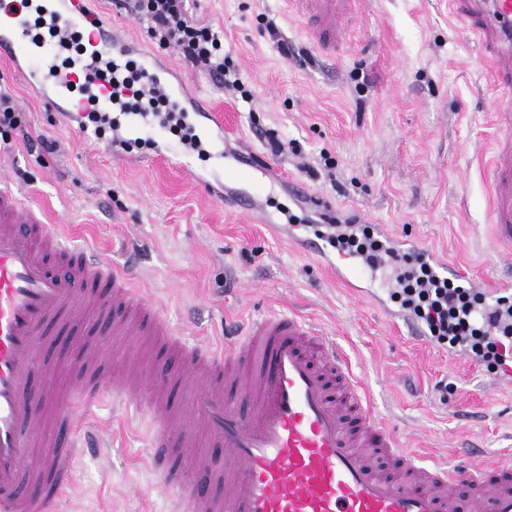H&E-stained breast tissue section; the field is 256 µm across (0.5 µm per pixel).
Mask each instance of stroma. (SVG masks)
<instances>
[{
	"instance_id": "1",
	"label": "stroma",
	"mask_w": 512,
	"mask_h": 512,
	"mask_svg": "<svg viewBox=\"0 0 512 512\" xmlns=\"http://www.w3.org/2000/svg\"><path fill=\"white\" fill-rule=\"evenodd\" d=\"M89 11L132 42L171 58L224 116V146L272 163L277 182L250 214H231L192 176L138 147L123 157L105 138L85 137L33 96L0 59V91L25 130L0 141V172L35 207L64 225L73 244L106 253L155 300L175 335L224 346L250 318L295 310L332 336L402 447L440 460L478 446L480 462L512 459V393L494 373L435 343L397 331L383 308L354 297L323 264L263 222L290 205L296 182L327 200L340 219L384 224L389 234L436 251L468 277L495 282L506 257L488 250V170L499 97L483 42L448 13V0H336L325 39L304 6L283 0H188L201 23L224 36L244 85L214 82L203 66L151 39L145 22L112 0ZM56 141L46 152L41 139ZM286 148L272 154L269 139ZM99 433L53 512H170L148 462L145 410L111 397L72 408ZM139 496H132V488Z\"/></svg>"
}]
</instances>
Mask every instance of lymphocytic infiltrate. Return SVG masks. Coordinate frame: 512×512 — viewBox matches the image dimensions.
Here are the masks:
<instances>
[{"instance_id": "lymphocytic-infiltrate-1", "label": "lymphocytic infiltrate", "mask_w": 512, "mask_h": 512, "mask_svg": "<svg viewBox=\"0 0 512 512\" xmlns=\"http://www.w3.org/2000/svg\"><path fill=\"white\" fill-rule=\"evenodd\" d=\"M116 8L148 21V32L159 46H175L183 58L204 65L217 83L230 85L233 60L224 51V42L212 27L194 21L185 0H114ZM112 89V98L130 112L150 111L162 116L169 130L182 142L193 141L191 129L174 116L171 100L144 89L143 75L129 65L121 76L103 75ZM387 286L402 309L422 320L432 341L451 351L475 355L480 362L501 364L512 348V326L493 333L489 330L485 300L470 289L440 276L423 258L396 257L388 269Z\"/></svg>"}]
</instances>
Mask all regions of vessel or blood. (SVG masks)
Here are the masks:
<instances>
[{"label":"vessel or blood","mask_w":512,"mask_h":512,"mask_svg":"<svg viewBox=\"0 0 512 512\" xmlns=\"http://www.w3.org/2000/svg\"><path fill=\"white\" fill-rule=\"evenodd\" d=\"M450 15L489 51L502 90L489 174L488 211L494 249L512 247V0H448ZM89 35L67 67L65 37ZM0 58L29 90L70 118L83 114L76 84L109 111L98 75L107 63L136 62L180 111L207 121L223 137L224 119L196 96L161 58L131 47L83 0H0ZM229 175L269 173L239 153L225 157ZM332 268L338 282L370 292L368 265L347 257ZM113 335L150 334L168 344L142 380L135 358L105 369L104 349L83 345L70 365L66 393L45 352L47 323ZM47 385L35 387V374ZM187 394L186 405L171 392ZM148 411V448L164 489L186 512H512V463L422 464L397 446L345 356L320 329L296 316L251 320L223 348L174 337L157 305L108 258L67 248L47 213L8 184L0 185V512H50L52 493L71 486L88 443L67 412L58 437L45 439L46 412L60 397L81 402L103 395ZM221 449L202 460L203 445Z\"/></svg>","instance_id":"obj_1"}]
</instances>
